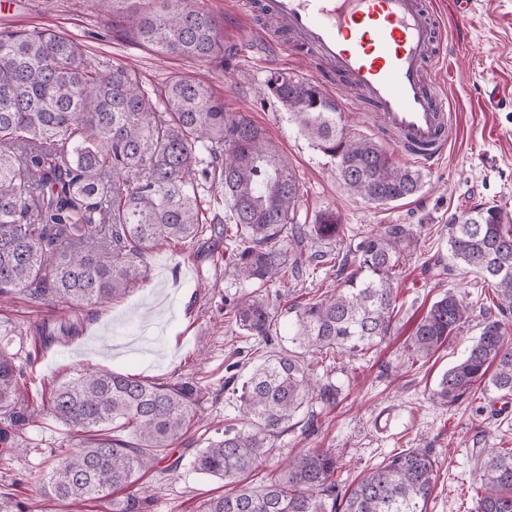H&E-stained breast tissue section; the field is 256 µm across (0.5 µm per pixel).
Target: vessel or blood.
<instances>
[{
    "label": "vessel or blood",
    "instance_id": "vessel-or-blood-1",
    "mask_svg": "<svg viewBox=\"0 0 512 512\" xmlns=\"http://www.w3.org/2000/svg\"><path fill=\"white\" fill-rule=\"evenodd\" d=\"M321 60L322 87L369 102L405 160L436 165L455 132L429 74L447 39L429 0H261Z\"/></svg>",
    "mask_w": 512,
    "mask_h": 512
}]
</instances>
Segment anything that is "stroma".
Returning a JSON list of instances; mask_svg holds the SVG:
<instances>
[{"label": "stroma", "instance_id": "obj_1", "mask_svg": "<svg viewBox=\"0 0 512 512\" xmlns=\"http://www.w3.org/2000/svg\"><path fill=\"white\" fill-rule=\"evenodd\" d=\"M231 26L219 27L224 54L213 59L172 56L113 30L97 0H7L0 28H50L77 39L91 60H109L157 84L173 74L206 77L225 111L243 113L262 127L294 169L300 184L298 220L314 223L324 210L341 222L337 240L308 237L309 258L301 278L281 293L278 337L273 343L245 336L225 313L227 301L250 292L238 280L232 260L238 241L211 237L187 244L171 241L142 257L147 279L107 303L71 310L39 306L17 298L0 309L15 336L7 349L20 368L23 391L19 412H36L21 426L16 452H0V495L43 512H111L104 501L73 504L49 501L41 492L44 463L76 448L79 436L47 415L52 389L79 371L107 370L159 382L196 384L201 389L197 417L177 453L191 456L225 427L241 422L239 395L224 385L228 373L239 378L271 352L291 349L293 307L309 302L338 283V270L323 255L348 259L360 239L385 224H412L420 232L417 249L396 283L395 334L365 357H337L318 365L324 381H342L337 405L306 406L295 428L276 440L248 484L260 486L280 470L296 448H332L341 457V478L352 485L364 470L407 448H432L439 480L429 512H473L470 479L476 449L512 448V408L503 409L491 393L451 408L432 404L429 393L440 374L478 335L496 300L481 275L454 268L448 252V222L454 213L480 204H497L512 213V0H475V11L462 35L450 41L447 60L431 72L455 113L456 133L442 162L420 166L423 188L410 199L380 206L349 195L330 159L303 136L288 112L263 89L271 74L313 81L314 64L303 50L281 48L275 26L264 16L249 18L241 0H197ZM496 87L505 108L488 111L486 89ZM469 302L467 324L448 347L429 359H413L405 340L443 292ZM73 322L69 337L47 339L42 321ZM223 481L197 473L189 465L175 472L152 470L131 491L149 499L148 512H199L201 503L224 492Z\"/></svg>", "mask_w": 512, "mask_h": 512}]
</instances>
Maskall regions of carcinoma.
Instances as JSON below:
<instances>
[{
  "mask_svg": "<svg viewBox=\"0 0 512 512\" xmlns=\"http://www.w3.org/2000/svg\"><path fill=\"white\" fill-rule=\"evenodd\" d=\"M110 22L167 53L209 59L224 55L212 13L182 0H99ZM265 91L336 166L351 195L389 205L421 190L419 171L392 161L377 141L354 136L336 100L319 85L273 74ZM211 184L229 200L238 237V279L257 285L228 304L244 334L273 338L275 306L265 287L288 285L307 259L303 241L340 234L336 212L311 226L297 221L300 187L293 168L264 130L224 111L209 83L171 75L147 85L122 66L96 64L69 35L49 28L0 29V302L23 296L74 310L101 304L145 281L140 255L164 242L192 243L211 230L201 190ZM412 224H385L355 246L353 269L338 287L297 308L291 342L300 351L269 356L240 388L241 427H227L191 456L200 474L229 491L202 512H427L438 480L431 448H409L369 468L353 488L339 478L333 448H303L261 488L240 486L316 400L337 403L341 387L318 379L321 354L362 355L394 330L395 283L416 249ZM456 265L488 279L496 314L442 373L431 390L440 407L456 406L482 388L512 399V219L498 206L460 212L448 224ZM471 306L446 293L409 337L412 358L434 355L469 321ZM20 370L0 346V443L34 418L16 411ZM198 389L112 371L62 383L48 409L91 438L48 472L58 501L112 499V512H147L150 503L115 493L159 464L175 470L171 449L196 415ZM133 429L129 442L107 431ZM474 512H512V448H482L472 471Z\"/></svg>",
  "mask_w": 512,
  "mask_h": 512,
  "instance_id": "1",
  "label": "carcinoma"
}]
</instances>
